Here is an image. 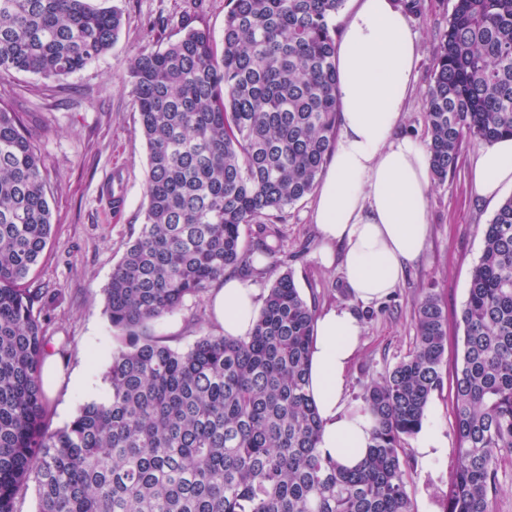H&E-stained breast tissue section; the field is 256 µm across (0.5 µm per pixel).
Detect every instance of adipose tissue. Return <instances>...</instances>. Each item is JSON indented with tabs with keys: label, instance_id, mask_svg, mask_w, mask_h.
Here are the masks:
<instances>
[{
	"label": "adipose tissue",
	"instance_id": "adipose-tissue-1",
	"mask_svg": "<svg viewBox=\"0 0 512 512\" xmlns=\"http://www.w3.org/2000/svg\"><path fill=\"white\" fill-rule=\"evenodd\" d=\"M419 46L397 0H358L336 41L340 130L313 219L323 262L339 260L352 296L365 303L389 296L427 243L428 155L422 142L400 131ZM473 182L486 201L512 187V137L481 150ZM212 310L225 336H247L258 315L256 290L239 278H225ZM361 333L351 309H329L315 320L309 355L319 449L348 468L365 457L372 428L371 417L355 413L345 398Z\"/></svg>",
	"mask_w": 512,
	"mask_h": 512
}]
</instances>
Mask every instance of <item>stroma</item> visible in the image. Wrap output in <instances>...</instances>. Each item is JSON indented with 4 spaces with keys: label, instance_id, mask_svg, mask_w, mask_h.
Masks as SVG:
<instances>
[{
    "label": "stroma",
    "instance_id": "35a3bbf8",
    "mask_svg": "<svg viewBox=\"0 0 512 512\" xmlns=\"http://www.w3.org/2000/svg\"><path fill=\"white\" fill-rule=\"evenodd\" d=\"M92 6L122 12L125 25L107 53L59 83L19 72L6 77L0 95L17 112L46 168L53 233L31 287L44 289L43 326L50 347L63 362L59 387L49 400L52 428L66 426L86 401L101 396L116 331L105 312L104 290L113 266L136 237L146 206L144 178L147 147L139 114L121 77L140 50H158L178 40L187 29L210 31L215 41L224 33L225 0H91ZM454 0H424L420 16L411 18L421 54L404 133L425 139L427 91L440 31L446 27ZM479 147L463 145L454 176L433 185L431 224L425 251L410 265L392 294L375 305L351 302L341 267L323 264L321 240L312 214L314 196L286 208L278 225L282 252L288 257L301 294L317 310L351 305L362 324L360 346L350 367L351 402H358L370 379L391 370L412 348L413 301L434 294L448 318V349L443 385L428 405L425 426L435 427L447 442L440 457L418 451V437L405 444L414 512H444L442 494L456 463L457 439L450 407L453 374L461 358L460 310L471 274L481 254L483 229L496 211L481 200L472 181ZM120 183L125 203L114 208L106 190ZM214 324L210 297L186 299L182 309L155 322L152 331L174 348L186 347L195 315Z\"/></svg>",
    "mask_w": 512,
    "mask_h": 512
}]
</instances>
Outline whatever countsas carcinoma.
<instances>
[{"label": "carcinoma", "mask_w": 512, "mask_h": 512, "mask_svg": "<svg viewBox=\"0 0 512 512\" xmlns=\"http://www.w3.org/2000/svg\"><path fill=\"white\" fill-rule=\"evenodd\" d=\"M345 2L227 0L222 49L193 28L130 60L123 82L148 168L143 222L105 288L123 341L105 394L56 430L41 379L43 292L28 284L52 230L44 163L0 107V512H16L31 484L37 512H412L404 444L443 382L439 301H414L412 351L364 384L355 408L373 421L369 451L345 469L318 448L306 389L316 307L279 271L275 214L313 192L336 142ZM122 25L88 0H0V80L57 83L106 53ZM432 73L425 147L441 184L465 142L512 137V0H455ZM228 269L273 278L251 335L198 321L179 349L147 331ZM460 326L445 512H494L512 453V196L484 227Z\"/></svg>", "instance_id": "carcinoma-1"}]
</instances>
